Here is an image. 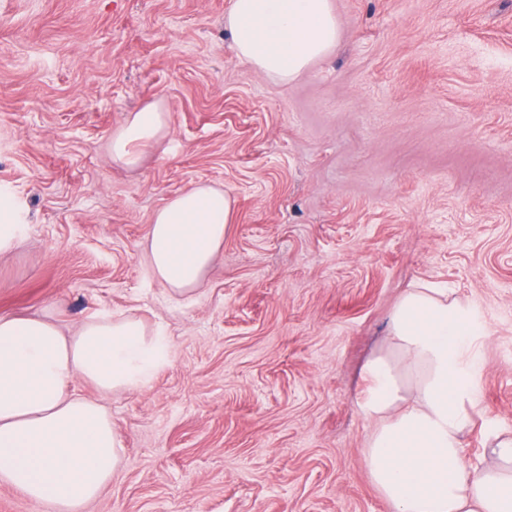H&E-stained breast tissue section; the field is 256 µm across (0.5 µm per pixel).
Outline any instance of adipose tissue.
Here are the masks:
<instances>
[{"instance_id":"ef3b65f1","label":"adipose tissue","mask_w":512,"mask_h":512,"mask_svg":"<svg viewBox=\"0 0 512 512\" xmlns=\"http://www.w3.org/2000/svg\"><path fill=\"white\" fill-rule=\"evenodd\" d=\"M235 55L286 83L338 43L330 0H231L224 14ZM170 114L153 100L112 133V159L134 169L159 143ZM234 201L224 188L194 184L153 216L146 241L154 278L172 295L197 289L215 262ZM488 331L470 300L407 289L388 319V350L362 366L357 405L373 430L366 467L393 512H512V437H496L493 464L468 461L462 436L477 404ZM160 331L135 317L102 315L70 335L54 320L0 315V485L50 512H84L118 471L123 446L98 401L138 391L168 363Z\"/></svg>"}]
</instances>
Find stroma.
<instances>
[{"mask_svg":"<svg viewBox=\"0 0 512 512\" xmlns=\"http://www.w3.org/2000/svg\"><path fill=\"white\" fill-rule=\"evenodd\" d=\"M229 3L0 0V188L26 223L0 315L170 341L142 390L75 385L124 446L86 512H393L356 398L406 289H455L488 328L469 457L512 434V0H331L337 46L287 84L235 56ZM152 99L170 134L124 169L112 133ZM196 183L234 222L174 299L145 236Z\"/></svg>","mask_w":512,"mask_h":512,"instance_id":"35a3bbf8","label":"stroma"}]
</instances>
